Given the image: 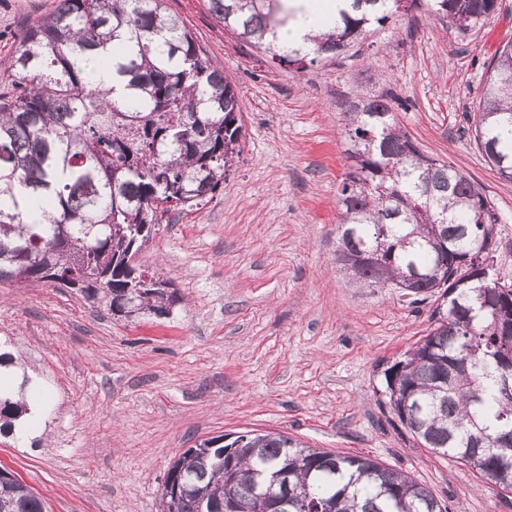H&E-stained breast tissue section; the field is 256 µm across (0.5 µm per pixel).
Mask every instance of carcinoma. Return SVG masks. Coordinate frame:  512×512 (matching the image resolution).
<instances>
[{"mask_svg":"<svg viewBox=\"0 0 512 512\" xmlns=\"http://www.w3.org/2000/svg\"><path fill=\"white\" fill-rule=\"evenodd\" d=\"M420 0H353L341 24L307 46L278 41L287 0H208L218 24L281 65L329 61ZM446 25L466 30L497 0H426ZM124 81L119 106L93 87L91 65ZM0 98V281L24 287L70 281L108 311L136 298L144 314L162 300L133 291L137 254L168 202L190 212L208 201L240 153L241 102L164 0H57L15 43ZM384 92L361 93L344 112L350 164L339 191L336 253L364 288L437 297L429 333L384 370L383 403L418 445L512 488V289L484 276L499 217L483 187L422 153L393 118ZM512 44L487 69L475 141L499 177L512 171ZM377 253L376 262L357 256ZM470 283L459 286L460 279ZM25 402L0 396V434ZM207 457L185 450L163 486L194 487L162 512H224L235 495L257 509L255 485L288 472L280 512H447L430 489L376 460L310 448L279 433ZM0 512H46L45 502L0 468Z\"/></svg>","mask_w":512,"mask_h":512,"instance_id":"carcinoma-1","label":"carcinoma"}]
</instances>
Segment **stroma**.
<instances>
[{"label":"stroma","mask_w":512,"mask_h":512,"mask_svg":"<svg viewBox=\"0 0 512 512\" xmlns=\"http://www.w3.org/2000/svg\"><path fill=\"white\" fill-rule=\"evenodd\" d=\"M55 5L0 0V96L19 35ZM166 7L242 99L241 154L212 199L170 210L134 259L177 290L169 316L119 319L67 288L0 282V340L48 398L38 439L0 437V466L47 512H161L181 452L277 432L407 472L449 512H512V493L416 445L380 405L385 369L426 335L434 301L357 287L336 263L343 114L384 89L422 152L483 186L499 215L490 274L512 284V181L472 133L487 68L512 43V0L465 31L411 10L301 72L218 25L206 0Z\"/></svg>","instance_id":"1"}]
</instances>
